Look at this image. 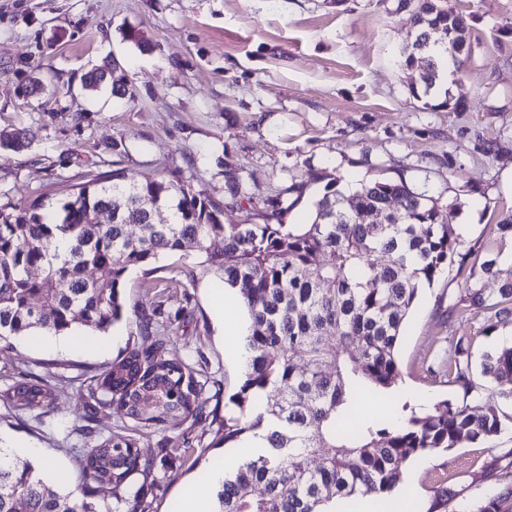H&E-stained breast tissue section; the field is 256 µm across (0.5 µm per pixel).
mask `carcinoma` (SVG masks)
<instances>
[{"mask_svg": "<svg viewBox=\"0 0 512 512\" xmlns=\"http://www.w3.org/2000/svg\"><path fill=\"white\" fill-rule=\"evenodd\" d=\"M404 6L420 11L413 15L415 41L400 53L399 65L418 73L412 94L433 95L448 67L465 66L467 57L455 59L448 49L468 41L469 23L448 0L435 7L404 0ZM108 83L116 97L129 93L112 82L109 64L83 78L91 92ZM29 144L23 131L0 130V148L21 151ZM319 180L323 193L307 224L283 223L277 197L263 202V223H225V215L252 203L240 170L228 167L222 204L197 196L179 168L141 182L117 168L67 183L52 212L45 211V200L57 194L52 187L27 206L0 203V351L32 329L63 335L81 324L108 332L123 318L127 272L139 270L155 288L164 270L158 260L176 254L186 275L200 269L238 289L249 320L245 370L224 403V445L251 435L263 446L224 470L216 512H328L337 500L391 492L411 457L448 450L462 436L492 440L504 420L476 404L469 338L456 341L454 362L443 371L458 387L457 398L412 409L396 425L354 417L363 398L394 395L409 312L450 267L463 280L448 314L512 317V286L497 297L481 286L498 274L497 258L469 262L473 252L462 251L452 224L455 205L440 204L401 176L362 182L350 194L329 174ZM321 253L328 254L322 264ZM377 253L384 262L371 261ZM89 269L96 278L86 277ZM169 305L168 298L133 305L138 335L161 336L192 315ZM162 349L129 345L88 381L90 407L116 404L127 425L125 433L82 449V484L61 493L31 461L0 462V512H96L85 500L90 482L111 486L112 512H135L133 475L148 477L154 469L138 453L136 436L158 432L176 416L195 420L210 400L201 370L188 359L161 358ZM480 378L497 383L512 401V346L485 355ZM0 401L47 412L54 389L43 379L19 380L0 390ZM318 456L321 462L311 466ZM425 512H448V489L435 491ZM479 512H512V488Z\"/></svg>", "mask_w": 512, "mask_h": 512, "instance_id": "1", "label": "carcinoma"}]
</instances>
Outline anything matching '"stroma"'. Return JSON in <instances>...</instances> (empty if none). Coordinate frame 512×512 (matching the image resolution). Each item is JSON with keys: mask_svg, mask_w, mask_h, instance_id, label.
<instances>
[{"mask_svg": "<svg viewBox=\"0 0 512 512\" xmlns=\"http://www.w3.org/2000/svg\"><path fill=\"white\" fill-rule=\"evenodd\" d=\"M448 3L472 18L469 59L449 87L468 101L465 112L411 94L398 55L416 29L398 0H0V129L35 134L28 150H0V201H30L46 184L115 168L135 180L179 168L198 196L220 202L230 166L242 169L256 201L280 196L285 223L303 224L323 191L317 174L358 184L401 175L441 204L456 203L465 248L499 259L497 277L484 283L497 294L512 283V234L500 230L512 222V0ZM132 28L150 51L126 40ZM106 58L131 96L84 90V73ZM34 78L43 92L25 95ZM116 141L122 153L113 152ZM295 183L302 195L291 192ZM165 263L176 296L194 309L164 337L165 354L191 355L233 393L243 369L218 329V284L208 275L189 282L176 258ZM459 286L449 273L422 294L403 331L400 388L364 401L360 417L390 421L403 402L427 408L456 397L433 372L453 362L459 337H472L476 365L512 344V320L449 315ZM136 338L129 310L95 348L14 339L0 353V389L25 371L52 384L56 399L41 419L0 404V445L40 448L39 464L75 486L79 449L123 424L119 408L90 413L86 384ZM223 449L224 429L209 412L139 439L140 455L156 462L151 476L134 477L139 512H180L182 487L200 482ZM402 472L422 497L444 486L454 494L451 512H477L512 485V428L488 442L461 438Z\"/></svg>", "mask_w": 512, "mask_h": 512, "instance_id": "obj_1", "label": "stroma"}]
</instances>
